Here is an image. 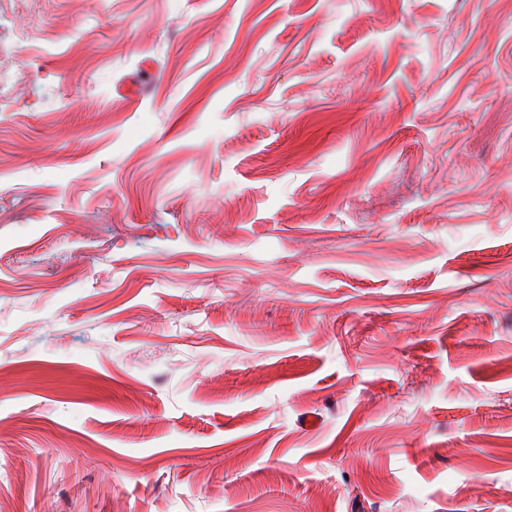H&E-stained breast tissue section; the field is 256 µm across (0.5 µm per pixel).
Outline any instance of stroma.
Returning a JSON list of instances; mask_svg holds the SVG:
<instances>
[{"label": "stroma", "mask_w": 512, "mask_h": 512, "mask_svg": "<svg viewBox=\"0 0 512 512\" xmlns=\"http://www.w3.org/2000/svg\"><path fill=\"white\" fill-rule=\"evenodd\" d=\"M0 512H512V0H0Z\"/></svg>", "instance_id": "obj_1"}]
</instances>
